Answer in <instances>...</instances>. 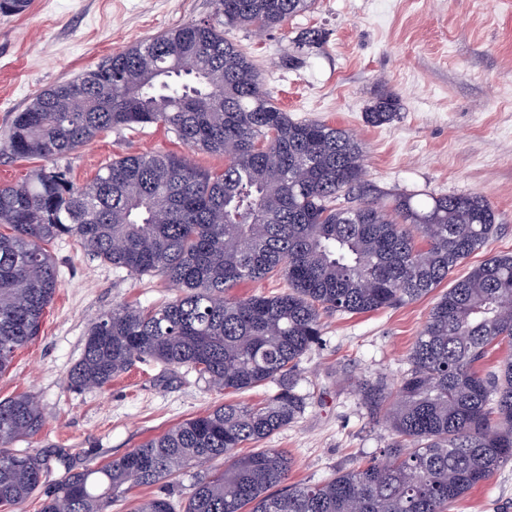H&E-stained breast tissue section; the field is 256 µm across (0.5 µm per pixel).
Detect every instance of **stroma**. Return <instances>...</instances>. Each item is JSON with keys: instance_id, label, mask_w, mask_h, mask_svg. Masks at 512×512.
I'll return each mask as SVG.
<instances>
[{"instance_id": "35a3bbf8", "label": "stroma", "mask_w": 512, "mask_h": 512, "mask_svg": "<svg viewBox=\"0 0 512 512\" xmlns=\"http://www.w3.org/2000/svg\"><path fill=\"white\" fill-rule=\"evenodd\" d=\"M216 0H34L20 15L0 14V138L15 112L40 91L96 67L144 38L191 21H214ZM326 39L295 69L281 63L301 32ZM264 74L265 89L296 119H319L353 132L366 147V175L387 190L437 195L481 193L497 233L449 281L512 253V0H316L282 28H228ZM399 103L397 120L373 126L364 114L378 98ZM162 152L219 170L224 159L193 151L162 126L109 132L59 159L78 185L112 157ZM60 286L38 335L0 374V401L28 394L41 429L21 441L47 462V483L67 471L95 469L186 419L226 402L255 405L268 390L226 393L196 374L142 362L102 387H72L90 324L120 304L151 308L176 289L159 276L136 277L93 259L81 243L48 244ZM433 296L376 312L324 317L319 343L302 358L298 389L307 407L265 440L293 460L288 481L317 484L381 454L382 418L363 406L356 383L396 384L423 328ZM456 512H512V463L472 490Z\"/></svg>"}]
</instances>
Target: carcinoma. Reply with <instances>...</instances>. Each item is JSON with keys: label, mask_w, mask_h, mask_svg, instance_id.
I'll return each mask as SVG.
<instances>
[{"label": "carcinoma", "mask_w": 512, "mask_h": 512, "mask_svg": "<svg viewBox=\"0 0 512 512\" xmlns=\"http://www.w3.org/2000/svg\"><path fill=\"white\" fill-rule=\"evenodd\" d=\"M31 0H0L19 15ZM315 0H217L221 19L187 22L141 40L93 69L42 90L5 138L16 159L54 162L111 130L163 124L188 148L224 157L203 170L183 156H115L75 185L56 166L0 187V373L39 332L59 286L45 245L77 239L130 276L160 275L178 294L152 309L121 305L90 326L74 387L103 386L137 361L195 373L237 393L273 384L262 404H224L187 419L97 469L45 486V459L8 445L39 430L24 394L0 401V502L43 496L41 512H107L123 487L197 477L181 512H453L512 461V253L491 257L439 296L393 391L361 383L364 407L392 433L384 454L320 484L287 485L288 455L259 444L307 405L296 391L303 356L327 313L363 314L415 301L482 249L498 217L481 194L385 192L365 179V146L351 132L295 119L265 92L260 68L224 26L278 29ZM309 30L282 63L296 68ZM398 103L379 99L381 126ZM280 275L276 295L233 297L244 281ZM507 344L499 369L478 363ZM132 512H175L170 498Z\"/></svg>", "instance_id": "carcinoma-1"}]
</instances>
